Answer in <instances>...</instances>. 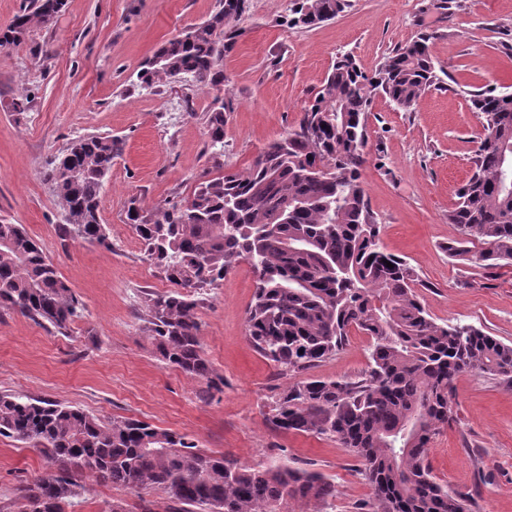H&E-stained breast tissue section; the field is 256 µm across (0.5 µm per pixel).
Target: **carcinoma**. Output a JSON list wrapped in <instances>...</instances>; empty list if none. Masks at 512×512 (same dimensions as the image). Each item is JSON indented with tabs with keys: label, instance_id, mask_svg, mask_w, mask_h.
Listing matches in <instances>:
<instances>
[{
	"label": "carcinoma",
	"instance_id": "carcinoma-1",
	"mask_svg": "<svg viewBox=\"0 0 512 512\" xmlns=\"http://www.w3.org/2000/svg\"><path fill=\"white\" fill-rule=\"evenodd\" d=\"M246 0H219L208 19L169 39L137 73L160 87L190 78L214 93L211 148H224V56L244 34ZM65 0H28L0 32V47L24 44L48 27ZM348 0H292L290 25L332 20ZM431 37H419L368 74L349 54L336 58L298 126L269 142L244 169L203 173L185 203L146 211L129 200L127 223L143 259L173 288L144 296L143 332L167 366L207 381L224 378L205 357L199 295L241 260L256 275L246 337L282 374L307 372L336 355L350 332L368 336L370 362L352 377H306L280 391L268 421L281 432L332 440L350 450L372 488L367 512H473L475 497L437 482L428 462L433 435L450 426L452 382L476 372L512 384V345L462 323H439L423 307L426 287L406 259L386 251L361 181L372 97L411 111L442 89ZM472 107L486 134L469 179L448 210L457 235L448 255L486 269L512 266V92L488 87ZM122 140L73 142L47 171L61 208L58 235L112 247L99 220L100 194ZM392 267H387V264ZM0 309L66 336L84 306L21 224L0 221ZM0 435L39 452L48 471L15 488L20 512H67L93 477L137 492L167 494L166 512H320L333 483L278 457L259 466L198 448L183 434L129 418L104 420L20 393H0Z\"/></svg>",
	"mask_w": 512,
	"mask_h": 512
}]
</instances>
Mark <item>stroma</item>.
Returning a JSON list of instances; mask_svg holds the SVG:
<instances>
[{
	"label": "stroma",
	"mask_w": 512,
	"mask_h": 512,
	"mask_svg": "<svg viewBox=\"0 0 512 512\" xmlns=\"http://www.w3.org/2000/svg\"><path fill=\"white\" fill-rule=\"evenodd\" d=\"M290 0H249L245 33L224 58L234 112L224 127L225 171L246 168L270 141L294 129L337 56L371 73L417 37L448 73L414 111L375 96L367 124L362 181L386 249L424 281L421 302L437 322L461 320L512 344V267L484 269L448 256L455 230L448 211L471 174L482 120L470 95L512 88V0H350L336 18L311 28L288 25ZM218 0H67L51 26L28 44L0 48V215L24 225L85 311L62 336L0 310V392L124 417L189 435L208 451L262 465L287 456L323 474L336 496L321 512H362L371 488L352 453L336 442L273 430L276 395L292 383L251 346L245 315L255 288L247 262L206 291L197 309L206 358L224 390L204 399L205 383L158 360L141 321L145 291L170 284L142 259L126 220L131 198L145 208L184 201L212 169L206 122L213 97L194 82L136 88L141 62L202 22ZM30 97L16 114L12 104ZM107 134L124 149L100 198L111 248L61 242L58 199L44 172L75 140ZM370 340L351 332L335 356L314 368L353 377L368 363ZM457 420L430 443L439 483L477 495V512H512V385L464 373L453 382ZM27 445L0 436V512H20L16 486L45 472ZM69 512H101L106 502L141 496L95 479Z\"/></svg>",
	"instance_id": "obj_1"
}]
</instances>
